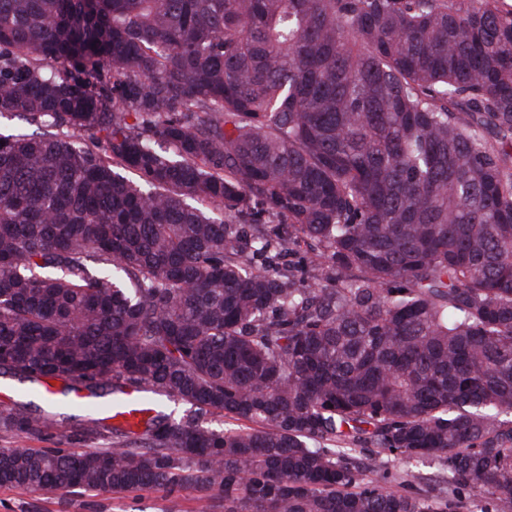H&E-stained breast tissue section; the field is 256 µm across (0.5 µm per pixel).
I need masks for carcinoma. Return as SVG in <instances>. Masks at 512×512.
<instances>
[{
  "instance_id": "1",
  "label": "carcinoma",
  "mask_w": 512,
  "mask_h": 512,
  "mask_svg": "<svg viewBox=\"0 0 512 512\" xmlns=\"http://www.w3.org/2000/svg\"><path fill=\"white\" fill-rule=\"evenodd\" d=\"M2 112L45 132L0 136V376L109 404L71 435L107 446L0 448V487L512 512L503 0H0ZM365 451L443 463L445 495L387 491ZM497 502L481 495L462 493L458 500L457 512H495Z\"/></svg>"
}]
</instances>
